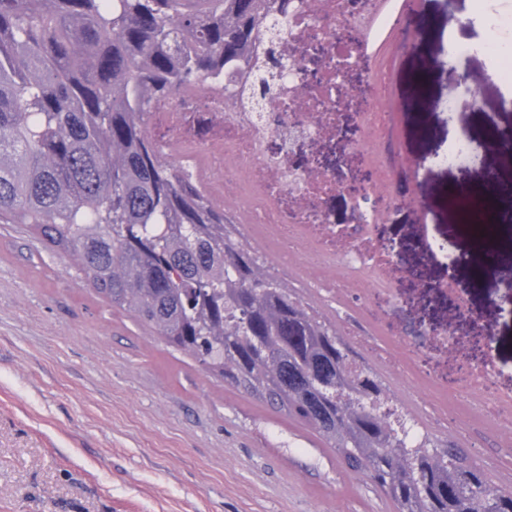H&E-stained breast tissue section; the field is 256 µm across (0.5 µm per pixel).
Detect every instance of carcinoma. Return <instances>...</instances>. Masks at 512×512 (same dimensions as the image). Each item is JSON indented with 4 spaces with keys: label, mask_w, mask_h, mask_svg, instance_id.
I'll return each instance as SVG.
<instances>
[{
    "label": "carcinoma",
    "mask_w": 512,
    "mask_h": 512,
    "mask_svg": "<svg viewBox=\"0 0 512 512\" xmlns=\"http://www.w3.org/2000/svg\"><path fill=\"white\" fill-rule=\"evenodd\" d=\"M290 0H0V222L74 261L212 377L319 434L395 512H512L459 448L405 421L337 331L237 241L224 210L161 161L151 104L247 72Z\"/></svg>",
    "instance_id": "obj_1"
}]
</instances>
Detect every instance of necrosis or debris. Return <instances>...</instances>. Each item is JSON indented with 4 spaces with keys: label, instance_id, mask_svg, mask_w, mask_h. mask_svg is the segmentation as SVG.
Here are the masks:
<instances>
[{
    "label": "necrosis or debris",
    "instance_id": "necrosis-or-debris-1",
    "mask_svg": "<svg viewBox=\"0 0 512 512\" xmlns=\"http://www.w3.org/2000/svg\"><path fill=\"white\" fill-rule=\"evenodd\" d=\"M396 12V0H292L286 23L262 32L256 43L258 62L275 55L287 60L268 111H254L250 84L209 79L177 92L174 99L155 104L146 132L161 160L189 174L195 186L215 206L230 204L242 225L243 237L262 235L275 249L278 272L295 265L311 266L315 274L306 287L328 298L344 289L369 293L400 274L395 257L386 254L371 234L356 230L337 237L327 204L338 186L334 175L306 173L294 158L302 148L316 151L339 134L338 109L343 102L335 72L314 63L323 44L347 60L364 59L383 42ZM494 33L483 53L506 80H512V16L484 10ZM353 27L355 40L339 36ZM316 71L314 92L303 89L304 75ZM211 122L206 138L195 135L199 112ZM369 131L360 148L382 184L394 181V146L386 115H360Z\"/></svg>",
    "mask_w": 512,
    "mask_h": 512
}]
</instances>
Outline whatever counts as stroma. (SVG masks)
<instances>
[{"instance_id": "1", "label": "stroma", "mask_w": 512, "mask_h": 512, "mask_svg": "<svg viewBox=\"0 0 512 512\" xmlns=\"http://www.w3.org/2000/svg\"><path fill=\"white\" fill-rule=\"evenodd\" d=\"M464 0H418L413 44L390 46L357 74L382 67L399 135L396 170L410 206L378 228L400 237L403 262L425 287L391 300L386 330L362 310L355 289L331 302L306 295L376 375L399 412L431 444L460 443L501 488L512 489V303L500 281L475 264L448 270L423 237L451 232L456 250L469 240L458 222L456 192L478 185L486 167L504 173L512 157L489 149L512 140V88L485 59L468 55L458 74L480 85L481 109L465 113L485 167L466 171L423 164L448 142L444 102L455 88L441 66L450 38L467 34ZM451 280V296L435 291ZM472 317L457 328L461 345L491 336V375L500 420L461 400L446 351L424 334L421 306L434 321L449 299ZM431 354L436 371L421 366ZM0 512H394L363 476L347 470L312 429L208 376L191 356L168 347L129 312L98 299L74 263L22 224H0Z\"/></svg>"}]
</instances>
